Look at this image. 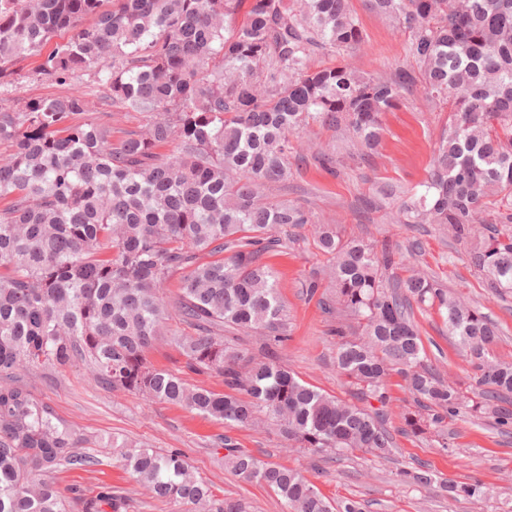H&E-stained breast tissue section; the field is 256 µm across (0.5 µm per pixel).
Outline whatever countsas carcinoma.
Instances as JSON below:
<instances>
[{
	"label": "carcinoma",
	"instance_id": "1",
	"mask_svg": "<svg viewBox=\"0 0 512 512\" xmlns=\"http://www.w3.org/2000/svg\"><path fill=\"white\" fill-rule=\"evenodd\" d=\"M104 2L0 0V87L34 55L40 77L63 86L91 71L101 91L95 111L77 91L0 103V143L10 147L0 156V512H69L37 473L96 464L83 451L96 438L13 384L20 369L80 361L114 391L227 426L262 415L289 446L313 453L389 455L383 422L393 373L417 405L403 415L410 436L433 433L446 451L448 421L462 414L512 426V409L501 405L512 395V363L489 358L492 318L419 271L396 275L403 256L390 243L346 238L279 188L314 126L352 143L345 157L330 145L315 149L322 169L371 161L385 114L420 85L450 115L421 189H380L405 196L387 223L437 224L458 241L474 237L486 212L512 224V0H364L408 34L414 65L386 76L351 62L365 43L351 0H112L107 10ZM64 31L69 38L44 52ZM317 51L340 62L313 69ZM121 112H140L144 122L116 128ZM290 224L312 225L327 261L300 288L310 299L333 293L336 369L378 408L327 395L280 360L288 314L262 255ZM473 260L496 293L512 292V231L483 240ZM176 275L169 303L161 286ZM416 307L443 316L476 364L480 400L434 375ZM173 316L192 329L171 338L187 369L223 377L224 393L147 361ZM226 330L259 337L258 354L245 355ZM220 443L225 464L280 495L288 512H361L351 500L332 505L299 472L261 462L227 435ZM105 446L152 499L247 512L238 500L215 498L177 451L115 437ZM403 475L415 486L433 483L428 469ZM447 488L482 494L477 482ZM75 499L80 512L129 508L110 486Z\"/></svg>",
	"mask_w": 512,
	"mask_h": 512
}]
</instances>
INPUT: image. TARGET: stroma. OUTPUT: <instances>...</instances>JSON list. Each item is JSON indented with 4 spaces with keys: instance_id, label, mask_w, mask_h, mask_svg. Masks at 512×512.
I'll list each match as a JSON object with an SVG mask.
<instances>
[{
    "instance_id": "1",
    "label": "stroma",
    "mask_w": 512,
    "mask_h": 512,
    "mask_svg": "<svg viewBox=\"0 0 512 512\" xmlns=\"http://www.w3.org/2000/svg\"><path fill=\"white\" fill-rule=\"evenodd\" d=\"M367 34L354 57L362 72L385 75L409 61L406 35L394 23L366 9L363 0H351ZM34 60L20 62V76L0 88V101L13 105L31 97L58 96L66 88L41 79ZM447 111L432 109L422 88L407 94L400 109L388 113L382 144L371 164H353L340 175L330 174L313 162L294 164L288 181V197L315 216L337 220L345 236L390 244L412 251L408 263L435 275L441 284L465 301L478 306L499 325L491 347L493 359L512 362V293L498 295L486 286L482 273L471 261L472 245L459 242L432 224H389L385 215L397 200L382 198L387 183L415 189L427 174L434 144ZM279 251L265 254L277 277L288 313V338L278 348L282 362L303 380L342 400H350L349 387L334 364L335 339L331 318L317 300L307 299L302 279L324 258L312 245L311 227L289 228ZM416 320L429 362L439 376L462 391H469L475 370L448 334L441 316L420 312ZM149 362L179 373L188 384L223 392L217 375H196L187 370L179 349L161 343L146 353ZM18 383L28 385L55 414L78 433L102 438L118 436L158 451H181L198 477L208 481L221 499L245 502L250 512H286L272 490L243 481L224 466L220 437L231 436L238 446L258 459L299 471L327 499L357 501L362 512H512V434L504 435L492 420L462 417L454 421V446L441 451L434 435L414 438L402 434L403 414L412 408L411 395L398 376L388 380L390 403L388 428L394 448L388 458L359 452L341 457H321L305 450L291 451L278 430L259 423L247 428H227L186 408L150 402L138 395L103 387L83 366L18 371ZM96 465L63 468L53 480L64 497L73 492L93 496L107 485L135 500L130 512H188L187 505L161 502L143 495L132 476L113 460L109 450L91 446ZM425 464L436 476L428 487L404 483L399 472ZM479 482V499L453 498L445 489L450 482Z\"/></svg>"
}]
</instances>
